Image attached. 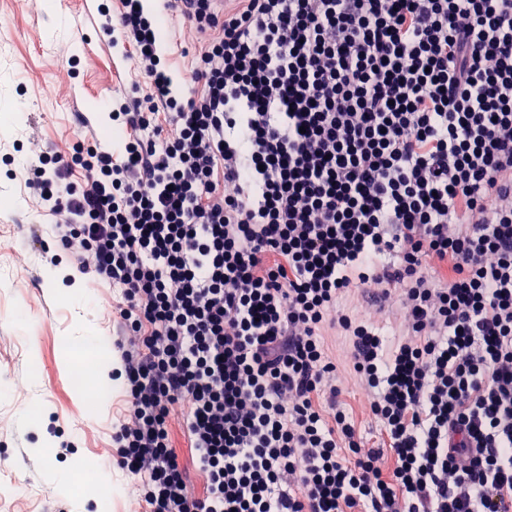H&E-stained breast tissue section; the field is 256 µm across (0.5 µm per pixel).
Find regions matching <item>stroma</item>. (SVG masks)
I'll return each mask as SVG.
<instances>
[{
    "mask_svg": "<svg viewBox=\"0 0 512 512\" xmlns=\"http://www.w3.org/2000/svg\"><path fill=\"white\" fill-rule=\"evenodd\" d=\"M101 0H0V22L17 37H0V512L6 489L21 484L36 512H125L134 484L108 464L111 494L75 482L97 459L122 396L115 377L94 378L104 392L87 406L72 374L88 336L109 334L105 299L111 288L81 273L65 253L32 247L26 224L37 215L23 187L32 163L30 140L74 142L78 114H88L104 144L121 138L104 103L129 87L124 50L113 45L99 14ZM65 81L60 96L46 86ZM341 405L364 440L380 425L361 406L350 371L340 374Z\"/></svg>",
    "mask_w": 512,
    "mask_h": 512,
    "instance_id": "obj_1",
    "label": "stroma"
}]
</instances>
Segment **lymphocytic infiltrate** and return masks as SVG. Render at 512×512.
I'll return each mask as SVG.
<instances>
[{
  "label": "lymphocytic infiltrate",
  "mask_w": 512,
  "mask_h": 512,
  "mask_svg": "<svg viewBox=\"0 0 512 512\" xmlns=\"http://www.w3.org/2000/svg\"><path fill=\"white\" fill-rule=\"evenodd\" d=\"M101 14L133 79L109 102L124 147L80 117L76 142L31 145L24 183L121 295L102 454L141 480L129 512H512V0ZM164 28L196 48L184 100ZM344 366L379 447L339 405ZM170 445L177 455L180 464L190 473L194 481L195 494L202 498L207 494L206 485L199 479L195 478V466L197 460V452L193 447V443L188 433L178 427L170 432Z\"/></svg>",
  "instance_id": "obj_1"
}]
</instances>
